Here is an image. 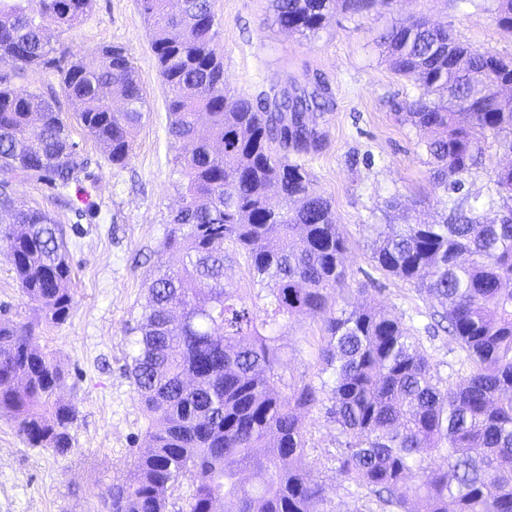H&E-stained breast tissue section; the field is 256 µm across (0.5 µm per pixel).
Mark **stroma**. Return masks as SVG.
Masks as SVG:
<instances>
[{"mask_svg": "<svg viewBox=\"0 0 512 512\" xmlns=\"http://www.w3.org/2000/svg\"><path fill=\"white\" fill-rule=\"evenodd\" d=\"M222 19L219 37L229 94L256 96L283 87H306L325 76L335 108L320 123L325 148L305 167L327 197L346 239L347 288L341 301L380 300L417 336L429 361L445 379L457 380L460 344L425 327L438 302L377 268L367 225L388 215L413 214L434 222L451 201L435 190L416 143L418 132L395 115L394 103L416 88L391 71L382 38L409 17L421 15L479 50L512 56V33L496 19L494 0H379L369 9L336 10L318 36L281 29L272 0H215ZM74 57H90L104 44L125 45L146 94L149 112L138 129L126 165L112 167L93 139L73 126L72 138L87 166L67 187L12 179L17 201L48 211L66 229L72 264L73 309L60 325H41L38 343L66 373L58 397L76 406L73 448L64 456L30 447L17 424L0 413V512H103L106 485L126 475L148 426L126 362L134 326L146 303L145 283L169 214L180 203L167 133L165 91L138 0H92L83 21L57 34ZM366 295H359L358 287ZM23 294L0 245V319L30 320ZM319 319L298 315L282 329L287 382L316 380L321 368ZM309 445L303 464L325 489L326 512H353V501L336 473V462L317 457L333 447L336 430L323 411L308 414Z\"/></svg>", "mask_w": 512, "mask_h": 512, "instance_id": "35a3bbf8", "label": "stroma"}]
</instances>
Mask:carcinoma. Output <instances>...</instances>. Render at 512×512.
<instances>
[{
  "instance_id": "carcinoma-1",
  "label": "carcinoma",
  "mask_w": 512,
  "mask_h": 512,
  "mask_svg": "<svg viewBox=\"0 0 512 512\" xmlns=\"http://www.w3.org/2000/svg\"><path fill=\"white\" fill-rule=\"evenodd\" d=\"M353 12L374 0H275V22L305 37L322 29L338 3ZM140 0L165 89L167 132L182 180L162 249L180 266L158 267L148 301L131 329L128 372L149 426L126 478L101 499L107 512H166L188 484L185 512H324V487L301 466L306 414L331 391L339 463L356 510L512 512V165L495 168L475 215L464 196L432 224H368L378 266L434 297L448 331L467 352L469 371L454 384L434 374L402 318L371 299L337 308L345 284V238L332 204L304 164L320 152L319 120L333 110L327 81L312 92L268 97L224 94L214 0ZM91 0H0V171L65 188L84 168L52 86L24 93L13 78L56 64L76 124L116 167L127 163L148 111L127 49L100 47L75 59L55 32L79 24ZM512 32V0H496ZM390 69L417 96L397 104L403 122L427 134L418 143L435 186L462 189L483 164L488 140L512 134V58L480 51L418 17L384 41ZM123 106L112 107V91ZM206 117L203 135L199 120ZM0 183L9 225L8 259L33 309L59 325L70 315L72 268L65 232L49 213L16 204ZM279 203L270 207V200ZM244 261L259 289L240 288L225 261ZM322 321L320 374L286 383L281 321ZM61 366L36 341L35 325L0 321V412L25 442L67 454L72 404L56 399Z\"/></svg>"
}]
</instances>
